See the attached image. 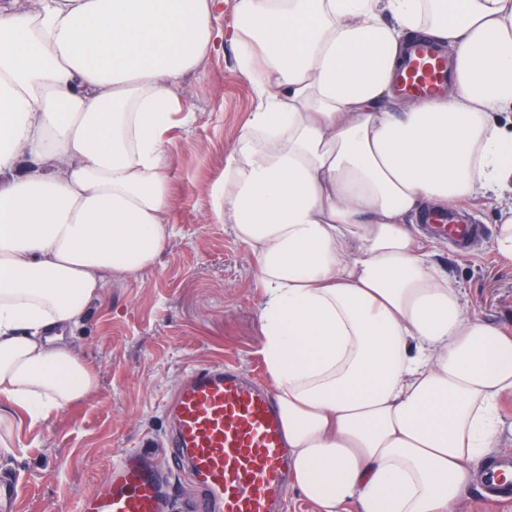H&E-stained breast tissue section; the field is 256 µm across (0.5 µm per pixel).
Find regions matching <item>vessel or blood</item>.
Instances as JSON below:
<instances>
[{"label": "vessel or blood", "instance_id": "b4317fda", "mask_svg": "<svg viewBox=\"0 0 512 512\" xmlns=\"http://www.w3.org/2000/svg\"><path fill=\"white\" fill-rule=\"evenodd\" d=\"M448 83V60L430 44H416L399 78L418 98ZM167 410L173 431L163 446L173 464H188L202 492L188 512H275L288 488V454L281 419L268 392L218 363L191 371ZM512 457L484 472L490 500L512 496L504 477ZM70 512H168L158 471L144 448L125 451L109 466L104 486L86 491Z\"/></svg>", "mask_w": 512, "mask_h": 512}]
</instances>
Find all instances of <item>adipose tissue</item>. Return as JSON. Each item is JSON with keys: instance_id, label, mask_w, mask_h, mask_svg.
<instances>
[{"instance_id": "adipose-tissue-1", "label": "adipose tissue", "mask_w": 512, "mask_h": 512, "mask_svg": "<svg viewBox=\"0 0 512 512\" xmlns=\"http://www.w3.org/2000/svg\"><path fill=\"white\" fill-rule=\"evenodd\" d=\"M0 0V429L94 386L64 340L171 234L180 78L226 39L258 107L209 196L255 259L291 478L322 512H456L500 448L512 330L483 322L413 217L502 197L512 260V0ZM447 93L404 102L415 38Z\"/></svg>"}]
</instances>
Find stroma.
<instances>
[{"label":"stroma","instance_id":"obj_1","mask_svg":"<svg viewBox=\"0 0 512 512\" xmlns=\"http://www.w3.org/2000/svg\"><path fill=\"white\" fill-rule=\"evenodd\" d=\"M177 94L192 119L167 133L171 236L154 267L112 279L82 324L66 334L92 365L96 384L46 422L15 429L12 453H0V476L13 473L21 481L16 512L71 503L105 483L120 451L146 437L168 436L162 403L193 368L223 363L271 383L260 352L255 258L207 206L257 98L229 45L186 73ZM497 207L491 198L462 202L480 236L465 255L450 238L435 239L433 259L471 313L512 329V261L493 249Z\"/></svg>","mask_w":512,"mask_h":512}]
</instances>
